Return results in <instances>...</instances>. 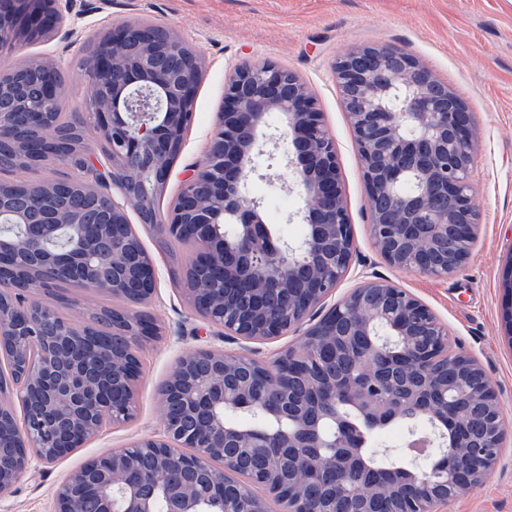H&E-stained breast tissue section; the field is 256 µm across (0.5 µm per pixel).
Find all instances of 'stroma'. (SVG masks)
<instances>
[{
	"label": "stroma",
	"mask_w": 512,
	"mask_h": 512,
	"mask_svg": "<svg viewBox=\"0 0 512 512\" xmlns=\"http://www.w3.org/2000/svg\"><path fill=\"white\" fill-rule=\"evenodd\" d=\"M58 32L0 55V69L38 57L61 68L67 108L85 112L89 88L80 60L96 36L143 18L174 31L202 62L194 118L158 203L167 213L190 169L201 161L217 129L230 71L245 61L271 60L295 71L313 90L336 142L344 197L354 235L349 276L325 308L340 302L367 271L427 305L448 330L451 348L474 357L496 386L508 430L500 459L479 488L458 495L443 512H512V0H55ZM363 45L409 50L447 83L476 127V239L464 268L437 277L391 266L374 244L357 146L333 76L342 52ZM264 218L281 238L300 239L293 220L303 202L297 190L251 183ZM127 218L154 267L156 290L144 309L162 328L139 352L141 377L133 417L102 430L41 473L28 475L0 499V512H47L69 474L101 452L118 450L161 430L158 390L183 351L240 350L221 327L196 314L175 284L185 256L161 249L136 211Z\"/></svg>",
	"instance_id": "stroma-1"
}]
</instances>
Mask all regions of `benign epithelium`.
Returning <instances> with one entry per match:
<instances>
[{
  "mask_svg": "<svg viewBox=\"0 0 512 512\" xmlns=\"http://www.w3.org/2000/svg\"><path fill=\"white\" fill-rule=\"evenodd\" d=\"M51 0H0V40L36 36L51 26ZM129 30L112 29L104 52L85 67L89 82L112 83L106 98L91 99L80 114L112 141V193L106 215L63 213L46 205L33 218L0 186V358L7 357L19 383H0V498L27 474L55 462L96 435L107 422L133 416L130 385L139 379L136 343L161 335L146 323L130 335L124 315L112 316V333L62 320L50 306L16 285L7 273L13 260L27 262L46 284L60 277L96 292L123 296L128 307L152 298L153 266L133 240L126 211L132 190L165 189L174 160L193 121L200 72L175 74L151 60L155 39L144 38L146 58L121 59ZM358 148L367 189L372 232L387 261L405 270L453 276L466 263L477 221L471 180L476 130L471 112L448 85L408 50L362 46L333 63ZM272 61L245 62L224 89L219 130L204 159L183 181L184 203L152 223L168 237L197 243L196 270L223 273L224 301L201 286L191 307L224 329V335L255 343L305 328L303 344L314 348L315 374L282 370L291 352L267 364L251 356L214 349L186 352L159 388L162 431L119 450L103 452L73 472L57 489L50 512H262L259 503L224 482V470L256 471L253 481L281 501L284 512H326L323 502L346 507L347 488L368 474L343 426L325 429L336 415L310 414L288 386L303 384L324 405L348 399L363 417L409 418L449 426L454 409L469 421L468 439L447 444L442 475L417 464L391 470L398 512H438L455 494L478 488L499 455L504 415L496 390L475 358L460 353L445 380L434 384L423 405L416 392L402 393L381 363L395 355L435 377L436 351L448 333L432 310L412 294L375 274L320 319L316 308L349 273L353 230L344 200L336 145L318 101L296 77L283 82ZM28 72L0 71V161L4 152L21 162L50 165L46 150L48 112L27 103ZM284 130L271 131L269 115ZM276 137L286 143L284 168L299 190L296 213L306 233L296 243L274 240L260 201L247 191L256 177L282 181L278 171L258 173V158ZM363 336L370 372L349 370L336 380V337ZM17 399L22 416L13 412ZM256 407L264 419L293 430L274 433L237 425L239 412ZM278 449L281 463L302 464L307 481L268 474L265 450Z\"/></svg>",
  "mask_w": 512,
  "mask_h": 512,
  "instance_id": "obj_1",
  "label": "benign epithelium"
}]
</instances>
